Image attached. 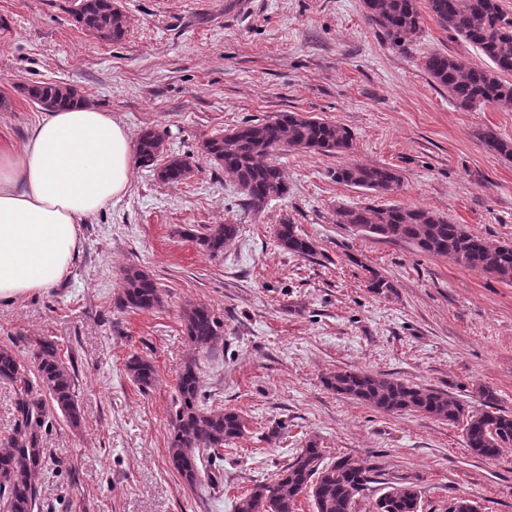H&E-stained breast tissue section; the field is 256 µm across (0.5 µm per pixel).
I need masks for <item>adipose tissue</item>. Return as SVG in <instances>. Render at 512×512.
<instances>
[{"label": "adipose tissue", "instance_id": "1", "mask_svg": "<svg viewBox=\"0 0 512 512\" xmlns=\"http://www.w3.org/2000/svg\"><path fill=\"white\" fill-rule=\"evenodd\" d=\"M136 150L123 121L81 102L44 112L21 149L0 151V300L68 274L81 224L127 195Z\"/></svg>", "mask_w": 512, "mask_h": 512}]
</instances>
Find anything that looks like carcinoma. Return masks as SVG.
Returning <instances> with one entry per match:
<instances>
[{
	"instance_id": "1",
	"label": "carcinoma",
	"mask_w": 512,
	"mask_h": 512,
	"mask_svg": "<svg viewBox=\"0 0 512 512\" xmlns=\"http://www.w3.org/2000/svg\"><path fill=\"white\" fill-rule=\"evenodd\" d=\"M429 12L452 35L474 47L475 62L460 55L432 52L424 68L430 78L448 92V98L463 111L478 106L512 107V9L501 0H427ZM368 19L384 30L394 43L415 36L422 29L416 0H364ZM74 19L90 34L119 42L126 33V15L116 0H77ZM17 90L44 108H62L81 99L68 84L23 83ZM354 137L342 125L296 112H281L261 122H246L203 141L201 153L232 172L250 206L259 211L264 204L287 193V184L274 155L289 148L313 154H349ZM488 147L512 157V141L494 130L484 134ZM161 135L153 129L140 134L137 160L155 171L168 184H182L194 170L192 160L174 156L163 166ZM336 180L376 195L400 187L401 177L386 166L347 163L336 169ZM336 223L387 242L406 241L421 252L478 270L505 283H512V246L491 245L439 213L396 204L336 209ZM235 224H212L197 236L200 246L216 256L236 238ZM279 245L306 258L316 254V243L288 221L276 225ZM367 287L376 294L390 293L394 285L377 271L368 270ZM124 288L119 306L151 311L161 305V288L147 271L130 266L124 270ZM186 335L194 350L209 353L222 337V324L204 305H193L183 314ZM35 368L25 364L8 344L0 345V382L15 393L17 421L13 433L0 442V507L3 512H37V478L44 465L43 438L54 426V408L72 426L80 424L81 412L75 395V372L60 356L58 345L48 338L37 341ZM132 379L146 390L155 381L153 364L138 355L126 363ZM326 386L339 395L357 400L385 414L415 412L462 426L466 447L481 458L497 457L512 447V413L502 409L493 390L479 389V404L458 399L440 390L421 387L404 379L360 370H340L326 379ZM168 446L170 467L190 487L214 482L203 459L222 460L220 451L246 432V419L233 409L206 406L197 361L185 363L178 373L177 397ZM380 465L339 458L325 462L323 449L309 441L298 449L270 482H259L237 498L236 512H295L305 496L313 512H357L359 499L372 491ZM421 492L405 479L388 483L372 499L370 512H422Z\"/></svg>"
}]
</instances>
